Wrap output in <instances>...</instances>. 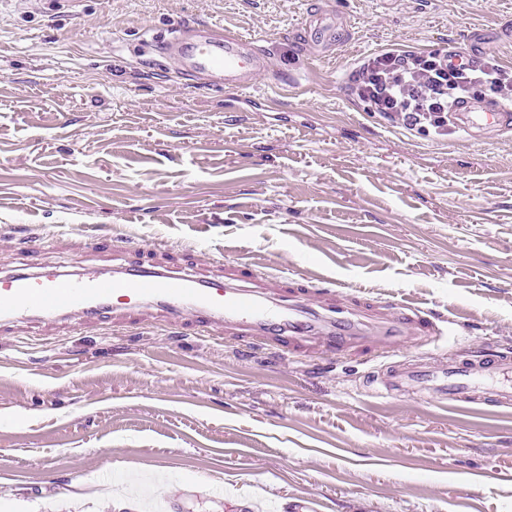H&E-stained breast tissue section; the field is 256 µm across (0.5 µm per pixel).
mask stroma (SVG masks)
Returning <instances> with one entry per match:
<instances>
[{"label": "stroma", "mask_w": 512, "mask_h": 512, "mask_svg": "<svg viewBox=\"0 0 512 512\" xmlns=\"http://www.w3.org/2000/svg\"><path fill=\"white\" fill-rule=\"evenodd\" d=\"M348 45L318 55L310 10ZM254 40L243 98L153 50L176 24ZM512 0H0V272L111 268L154 250L205 274L245 263L332 285L387 316L456 320L417 338L289 357L249 339L138 325L0 334V512H512V404L373 398L368 372L512 352V130L425 137L367 112L350 74L390 48L463 49L512 70ZM304 90L281 96L289 76ZM348 23L347 17L339 11L308 14L303 23L304 35L318 46H339L345 40L340 39L338 34L347 30Z\"/></svg>", "instance_id": "stroma-1"}]
</instances>
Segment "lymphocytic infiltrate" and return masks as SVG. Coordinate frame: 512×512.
<instances>
[{
  "instance_id": "obj_1",
  "label": "lymphocytic infiltrate",
  "mask_w": 512,
  "mask_h": 512,
  "mask_svg": "<svg viewBox=\"0 0 512 512\" xmlns=\"http://www.w3.org/2000/svg\"><path fill=\"white\" fill-rule=\"evenodd\" d=\"M353 91L367 110L424 136L448 133L449 96L478 98L486 91L512 104V72L490 61L455 66L448 53L390 49L364 60Z\"/></svg>"
}]
</instances>
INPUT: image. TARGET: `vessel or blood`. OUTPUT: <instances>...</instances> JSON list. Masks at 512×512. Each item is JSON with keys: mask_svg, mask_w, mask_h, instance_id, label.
<instances>
[{"mask_svg": "<svg viewBox=\"0 0 512 512\" xmlns=\"http://www.w3.org/2000/svg\"><path fill=\"white\" fill-rule=\"evenodd\" d=\"M304 35L311 42L332 47L348 19L339 11L308 15ZM167 53L182 75L250 92L263 72L264 56L253 41L239 34L216 35L201 25L194 38L166 42ZM448 123L462 138L476 139L487 131L512 127V107L497 102L466 103L455 107ZM159 310L170 326L192 325L197 333L220 332L227 339L252 338L275 345L284 354L320 349L336 354L369 339L396 350L419 334L442 343L455 321L414 312L405 307L386 321L363 322L346 303H337L333 288H298L285 295L274 278L255 275L248 268L228 269L221 275H196L178 268L134 261L112 270L79 268L65 273L30 266L0 276V329L19 324L35 327L63 323L70 318L92 322L111 319L123 326L143 313ZM512 373V358H487L480 368L449 360L442 380H432L414 366L392 362L382 372H369L372 394L429 392L451 403L491 401L512 403V386H493V378Z\"/></svg>", "mask_w": 512, "mask_h": 512, "instance_id": "obj_1", "label": "vessel or blood"}]
</instances>
